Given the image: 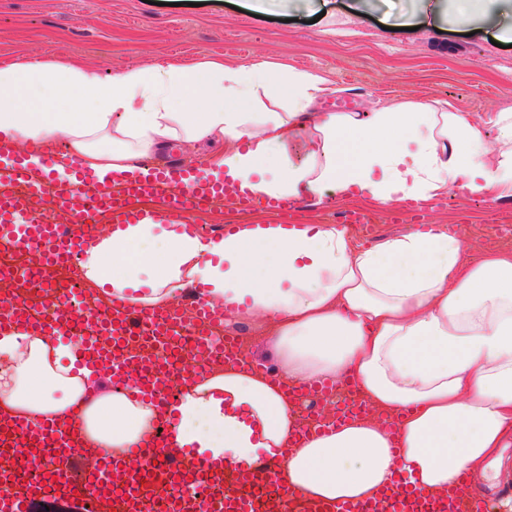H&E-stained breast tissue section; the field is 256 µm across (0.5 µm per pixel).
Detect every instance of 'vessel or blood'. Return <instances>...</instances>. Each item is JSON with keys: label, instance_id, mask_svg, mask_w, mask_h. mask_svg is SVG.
I'll return each instance as SVG.
<instances>
[{"label": "vessel or blood", "instance_id": "vessel-or-blood-1", "mask_svg": "<svg viewBox=\"0 0 512 512\" xmlns=\"http://www.w3.org/2000/svg\"><path fill=\"white\" fill-rule=\"evenodd\" d=\"M58 153H51L40 175H32L23 159H16L11 168L0 172V223H12L17 213L27 211L31 196L48 198L55 218L21 225L12 248L22 249L28 264L44 284L48 297H56L59 271L70 267L77 256L87 232L99 223L102 212H110L111 222H138L145 205H153L158 218L170 224L180 223L186 206L216 207L233 205L236 211L249 210L252 199L238 188L225 184L195 182L184 167L172 164L155 171L152 180H115L99 183L86 171H75L72 181L61 183L53 175ZM193 313L183 318L166 310L142 311L113 303L111 316L99 323L101 334L112 337L111 344L87 342L77 345L80 358L99 365H111L112 384L123 387L128 382L139 383L158 406L169 402L163 384L167 371L165 361L144 350L140 336L151 330L156 343L177 345L179 335L193 329L196 345L205 350L219 349L225 361L237 360L241 340L220 335L214 324L223 319L220 310L203 300H195ZM77 317L65 305H57L52 319H43L37 307L17 300L0 298V328L13 327L25 331L44 332L52 336H68ZM352 382L305 384L290 386L289 397L304 403L309 397L337 401L331 418L340 425L365 413L364 404L348 402L354 394ZM23 436L24 442L13 457L0 458V483L16 464L29 461L35 448H54L56 481L36 487L19 486L0 492V512H29L32 500L48 491L77 495L84 512H147L149 495L158 494L173 486L191 489L195 502L174 497L168 512H198L197 500L206 498L214 482L227 487L224 498L215 504V512H255L251 502L242 495L244 487L281 482L276 465L266 462L227 468L201 462L192 453L172 447L168 440L150 441L129 449L125 456H114L111 449L95 448L87 463L77 466L75 455L82 446L81 430L75 424L46 423L38 427L14 418H0V438ZM268 512H491L489 502L466 496L463 488L433 498L409 488L401 476H394L388 493L369 502L311 503L298 505L295 498L281 490Z\"/></svg>", "mask_w": 512, "mask_h": 512}]
</instances>
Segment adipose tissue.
Instances as JSON below:
<instances>
[{
  "instance_id": "obj_1",
  "label": "adipose tissue",
  "mask_w": 512,
  "mask_h": 512,
  "mask_svg": "<svg viewBox=\"0 0 512 512\" xmlns=\"http://www.w3.org/2000/svg\"><path fill=\"white\" fill-rule=\"evenodd\" d=\"M512 12V0H413L393 25L436 24ZM326 77L259 59L165 58L111 79L38 55L0 65V143L32 169L55 138L57 166L102 180L137 177L140 160L170 143L211 149L203 179L238 184L255 202L359 196L387 207L456 190L512 200V107L483 116L447 100H394L379 111L319 112L335 94ZM497 131L498 150L486 143ZM309 142L294 159L289 141ZM476 244L439 226L367 250L335 224H238L213 237L145 215L87 236L80 273L103 302L166 308L199 287L202 298L254 322L279 381L252 365H221L185 378L160 413L137 384L71 359L61 337L0 333V409L32 424L78 416L86 447L121 452L175 418L177 447L231 464L276 461L287 490L305 501H360L392 473L436 496L461 475L512 472V253L477 255ZM352 377L368 415L297 441L301 418L287 383Z\"/></svg>"
}]
</instances>
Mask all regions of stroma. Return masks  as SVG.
<instances>
[{
  "mask_svg": "<svg viewBox=\"0 0 512 512\" xmlns=\"http://www.w3.org/2000/svg\"><path fill=\"white\" fill-rule=\"evenodd\" d=\"M233 0H202L201 6H157L147 0H0V64L37 52L94 66L103 78L122 66L148 65L166 57L187 61L217 57L245 65L265 56L299 70L321 73L336 86L319 111L348 101L351 111L371 113L388 100L435 98L460 111L483 115L512 105V20L489 23L445 14L438 26L386 30L380 11L352 14L350 0H325L316 23L291 11L267 17L233 9ZM481 196L448 193L421 209L423 224L474 240L484 251L512 252V202L498 206L488 223ZM351 211L366 213L369 228L351 230L355 246L368 249L412 229L393 222L377 203L332 200L301 204L299 224H338ZM188 224L203 236L230 224H273L275 212L245 213L232 206L187 208Z\"/></svg>",
  "mask_w": 512,
  "mask_h": 512,
  "instance_id": "stroma-1",
  "label": "stroma"
}]
</instances>
